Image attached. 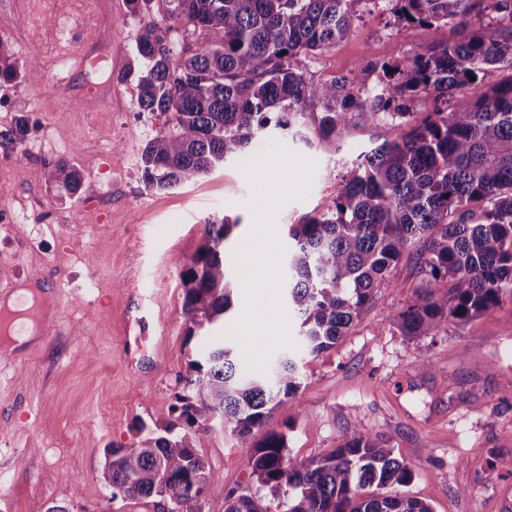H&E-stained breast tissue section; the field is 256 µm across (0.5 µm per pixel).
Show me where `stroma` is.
I'll return each mask as SVG.
<instances>
[{"label": "stroma", "instance_id": "obj_1", "mask_svg": "<svg viewBox=\"0 0 512 512\" xmlns=\"http://www.w3.org/2000/svg\"><path fill=\"white\" fill-rule=\"evenodd\" d=\"M354 9L351 36L305 60L308 76L327 81L361 67L373 88L371 63L461 37L452 25L397 24L387 0H357ZM2 28L11 34L0 48L18 64L37 63L41 79L0 83V130L25 117L28 155L17 166L12 144L0 142V289L42 274L45 293L23 316L38 322L44 297L55 298L61 331L48 345L30 337L18 357L13 338L0 334V468L13 479L0 485V512H167L160 497L113 496L103 453L168 421L204 343L183 312L180 282L202 225L236 222L224 245L231 274L256 231L283 267L289 225L320 212L389 127L357 124L332 155L272 129L204 180L150 191L141 154L167 118L136 110L140 25L128 0H0ZM56 159L81 172L76 195L49 188L45 165ZM272 168L288 179L269 177ZM411 266L404 256L396 287L378 288L347 335L319 355L304 354L296 318L262 275L237 290L213 334L250 372L267 371L281 349L295 355L300 389L267 424L287 434L293 463L326 455L348 431L379 433L412 472L404 493L433 512H512V305L462 329L401 335L387 318L414 297ZM210 427L197 452L213 480L225 492L254 488L231 425Z\"/></svg>", "mask_w": 512, "mask_h": 512}]
</instances>
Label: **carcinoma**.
Instances as JSON below:
<instances>
[{"label":"carcinoma","mask_w":512,"mask_h":512,"mask_svg":"<svg viewBox=\"0 0 512 512\" xmlns=\"http://www.w3.org/2000/svg\"><path fill=\"white\" fill-rule=\"evenodd\" d=\"M141 35L137 110L172 116L141 155L146 187L165 191L197 182L250 142L278 129L301 140L314 126L344 136L361 120L391 125V137L360 153L349 179L324 208L289 229L287 277L280 285L300 321L305 351L336 346L390 273L414 247L417 299L390 325L402 335L435 336L504 302L512 303V0H389L408 25L454 23L459 41L420 46L375 63L382 87L372 93L364 71L329 81L306 76L302 61L352 33L358 0H129ZM163 16L156 17L157 13ZM488 20L499 35L469 28ZM508 75L482 84L490 70ZM39 79L37 64L18 67L0 49V81ZM431 100L425 112L410 103ZM26 122L0 131L27 159ZM48 183L74 194L81 174L66 160L46 164ZM233 225L204 224L203 242L183 266V308L207 329L232 306L240 288L224 265ZM193 375L171 412L190 431L148 432L130 448L105 449L104 478L128 499L160 497L176 512L224 495L225 512H433L403 494L409 467L389 439L351 431L338 448L307 463L287 455V436L255 440L272 413L301 385L297 361L281 352L269 375L245 372L233 347L207 346L190 360ZM218 417L232 424L257 486L224 494L198 455Z\"/></svg>","instance_id":"cac0c4a2"}]
</instances>
